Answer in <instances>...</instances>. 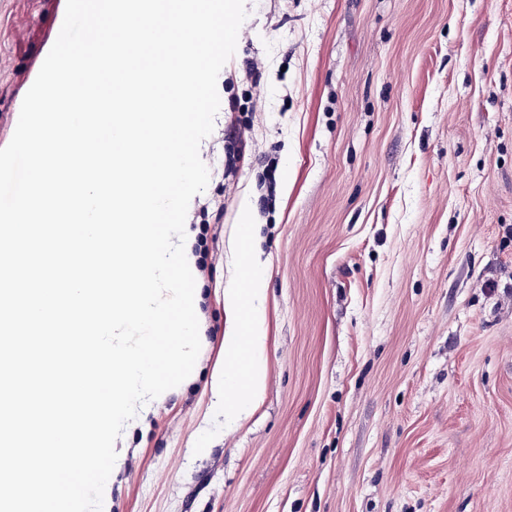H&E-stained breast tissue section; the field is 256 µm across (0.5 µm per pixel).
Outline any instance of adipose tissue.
Instances as JSON below:
<instances>
[{"mask_svg": "<svg viewBox=\"0 0 512 512\" xmlns=\"http://www.w3.org/2000/svg\"><path fill=\"white\" fill-rule=\"evenodd\" d=\"M241 240L248 249L249 271L224 287L229 327L224 333V360L217 366L212 382L213 404L228 422L252 410L265 388L267 282L264 263L254 246L252 224L242 226Z\"/></svg>", "mask_w": 512, "mask_h": 512, "instance_id": "ef3b65f1", "label": "adipose tissue"}]
</instances>
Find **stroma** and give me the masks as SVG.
I'll use <instances>...</instances> for the list:
<instances>
[{
	"mask_svg": "<svg viewBox=\"0 0 512 512\" xmlns=\"http://www.w3.org/2000/svg\"><path fill=\"white\" fill-rule=\"evenodd\" d=\"M246 8L185 222L207 238L206 343L117 439L108 512H512V0ZM65 10L0 0V148ZM245 199L268 279L265 391L228 424L211 373Z\"/></svg>",
	"mask_w": 512,
	"mask_h": 512,
	"instance_id": "stroma-1",
	"label": "stroma"
}]
</instances>
